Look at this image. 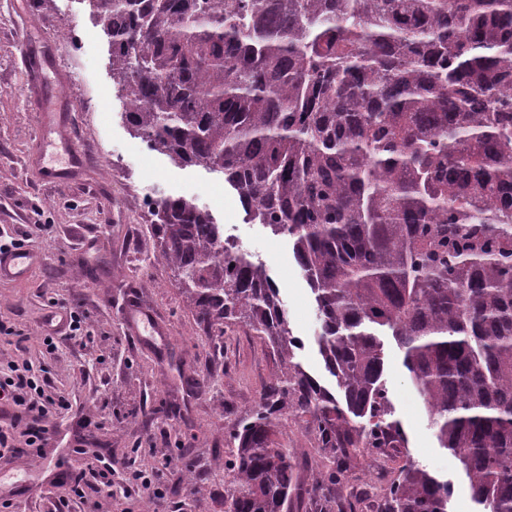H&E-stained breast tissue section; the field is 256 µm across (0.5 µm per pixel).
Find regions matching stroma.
Segmentation results:
<instances>
[{
	"label": "stroma",
	"instance_id": "stroma-1",
	"mask_svg": "<svg viewBox=\"0 0 512 512\" xmlns=\"http://www.w3.org/2000/svg\"><path fill=\"white\" fill-rule=\"evenodd\" d=\"M28 49L40 54L41 80L24 68ZM52 157L60 161L53 179ZM163 194L196 200L223 224L225 241L268 270L302 343L297 361L334 389L317 350L316 303L287 237L252 221L220 176L175 166L131 136L86 0H0V229L35 256L25 279L0 282V323L16 332L11 344L0 342V363H28L68 404L44 457L0 460V512H143L147 504L152 512H225L217 464L233 450L224 429L258 402L280 362L242 328L214 352L155 259L147 203ZM57 302L79 315L86 345L59 336L46 345L44 319ZM130 306L152 316L157 335L134 336ZM384 344V388L406 445L365 458L353 481L363 495L358 512H379L370 489L386 488L409 459L451 485L448 512H477L401 349L389 336ZM87 432L112 464V493L88 479L79 507L56 476L85 468L75 448ZM282 439L298 449L290 512H318L316 483L330 463L304 420L289 419Z\"/></svg>",
	"mask_w": 512,
	"mask_h": 512
}]
</instances>
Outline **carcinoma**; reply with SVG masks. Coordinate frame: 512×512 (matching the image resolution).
<instances>
[{"mask_svg":"<svg viewBox=\"0 0 512 512\" xmlns=\"http://www.w3.org/2000/svg\"><path fill=\"white\" fill-rule=\"evenodd\" d=\"M130 134L224 176L286 235L321 320L337 393L294 362L267 270L194 201L149 203L156 259L214 345L245 328L281 358L224 438L228 512H286L306 419L333 463L319 487L403 448L382 377L404 354L440 447L480 512H512V0H88ZM408 462L381 512H447Z\"/></svg>","mask_w":512,"mask_h":512,"instance_id":"carcinoma-1","label":"carcinoma"}]
</instances>
